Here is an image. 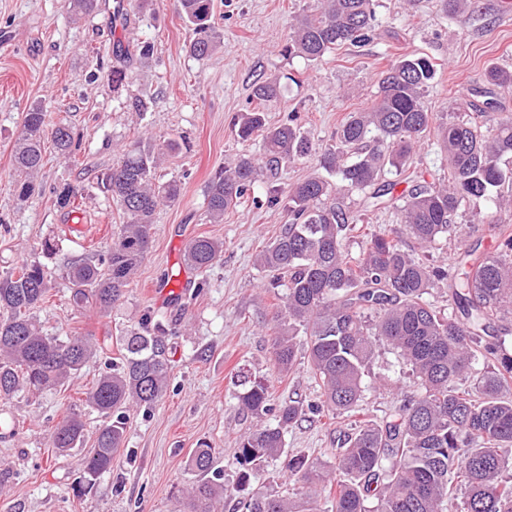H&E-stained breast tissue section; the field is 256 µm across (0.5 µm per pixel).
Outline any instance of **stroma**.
<instances>
[{
	"mask_svg": "<svg viewBox=\"0 0 512 512\" xmlns=\"http://www.w3.org/2000/svg\"><path fill=\"white\" fill-rule=\"evenodd\" d=\"M317 0H215L214 22L221 45L198 60L187 49L192 37L177 0H131L123 20L111 22L98 11L74 18L69 0H0V272L39 262L51 271L52 295L36 312L44 332L59 337L87 336L107 349L90 359L68 387L39 394L18 393L0 401V417L18 427L0 437V512H180L184 490L196 481L188 454L200 442L218 448L216 465L226 483H235L239 438L257 423L244 414L236 394L241 376L266 380L271 405L292 396L313 401L318 388L305 354L283 375L272 371V316L280 299L267 289L269 277L255 257L288 221L285 206L266 201V180L232 206L222 223L206 217L205 190L222 167L234 164L256 145L238 139L234 125L253 106L258 79L281 85L267 103L275 126L296 114L305 134L320 147L336 142V129L350 113L370 107L377 76L405 56L428 58L434 76L423 98L434 123L468 115L477 96L492 98L500 116H512V85L491 86L490 68L512 72V0H476L473 10L447 14L440 0H375L376 28L366 47H344L314 63L285 53L297 15L313 12ZM126 49L112 53L114 41ZM150 44L141 54V44ZM124 67L127 84L113 88L107 78ZM150 102L132 110V98ZM42 103L49 125L69 126L78 143L70 158L46 146L36 191L19 199L12 150L29 106ZM174 142L157 170L180 186L177 200L157 210L149 253L124 298L108 314L75 310L63 272L71 262L98 261L127 217L97 184L101 174L127 149ZM410 174L429 183L448 180V164L428 133L406 164ZM69 205L58 202L61 192ZM484 201L467 203L458 219L463 230L439 241L428 254L456 266L466 246L493 250L495 243L477 228ZM82 216L87 237L73 240L65 223ZM206 235L224 243V256L206 274L187 267V243ZM53 238L52 254L41 251ZM169 280L171 300L159 303L153 282ZM154 313L175 351L174 368L163 397L152 407L131 406L124 444L110 473L78 498L73 487L82 475L84 449L92 448L104 423L79 401L109 360L119 356V338ZM364 409L383 418L403 395L417 392L397 353L377 344L365 379ZM80 407L87 434L83 449L63 454L49 445L53 427L71 407ZM348 420L314 415L289 429L291 453L323 462L334 459Z\"/></svg>",
	"mask_w": 512,
	"mask_h": 512,
	"instance_id": "stroma-1",
	"label": "stroma"
}]
</instances>
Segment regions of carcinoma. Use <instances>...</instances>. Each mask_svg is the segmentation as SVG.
I'll use <instances>...</instances> for the list:
<instances>
[{
  "label": "carcinoma",
  "mask_w": 512,
  "mask_h": 512,
  "mask_svg": "<svg viewBox=\"0 0 512 512\" xmlns=\"http://www.w3.org/2000/svg\"><path fill=\"white\" fill-rule=\"evenodd\" d=\"M192 27L189 53L199 59L215 51L219 34L212 23L214 0H178ZM376 21L374 0H318L316 13L296 19L286 50L321 61L341 45L367 46ZM425 57H403L380 72L377 96L363 112H352L336 131V147L322 150L296 123V115L271 127L261 105L278 97L273 80L254 85L258 106L242 115L236 134L247 141L262 136L266 170L273 174L282 160L314 154L319 166L337 182L314 176L294 184L287 195L267 187L266 198L278 205L288 199V224L256 256L255 265L269 273L268 287L285 288L272 317L274 372L295 366L298 342L306 337L307 363L319 388L315 413L333 419L353 417L363 398L364 377L376 343L397 351L418 381L421 393L404 399L399 410L382 419L354 421L328 467L305 454H290L285 434L304 415L303 401L292 398L276 408L274 424H260L238 442L242 467L235 489L214 468L217 450L202 442L191 451L188 466L198 480L187 492L189 512H218L233 493L238 512H321L319 498H333L332 512H448V501L461 490L464 512H512V353L497 322L512 318V233L485 214L493 226L495 249L466 251L463 267L449 272L406 248L407 234L420 248L457 231L459 210L483 199L498 210L512 201V118L493 114L491 103L478 109L487 118L479 126L450 120L439 126L438 145L448 162V184L417 182L394 194L397 182L386 175L402 172L432 120L423 92L433 78ZM46 110L32 104L13 149V166L23 179L21 198L35 191L34 176L43 162L42 136ZM58 155L67 158L76 146L66 125L53 131ZM134 149L102 174L100 184L127 216L99 263L78 260L63 277L70 301L78 310L105 314L125 295L126 287L151 248L153 216L179 196L174 181L161 183L156 171L163 151ZM260 165L240 156L217 172L206 187L208 221H224V212L250 192ZM371 190L368 206L388 198L397 226L367 235L359 255L344 241L360 232L363 219L349 212L345 195ZM224 242L200 236L186 246L188 264L198 272L222 256ZM453 277L449 311L429 299L430 290ZM51 290L45 266L25 263L0 275V399L17 392L55 390L78 378L85 363L104 347L82 336L64 340L48 336L36 322L35 310ZM164 326L150 315L138 330L119 339L121 358L109 364L86 392L85 405L107 421L83 460L84 482L74 487L78 498L102 474L126 431L124 409L153 406L163 395L171 359ZM483 361L486 371L473 387L456 385ZM239 406L257 417L271 411L267 385L244 378ZM85 422L68 412L53 428L50 447L67 452L83 445ZM280 460L289 477L303 485L301 497L274 494L260 485L263 466Z\"/></svg>",
  "instance_id": "1"
}]
</instances>
